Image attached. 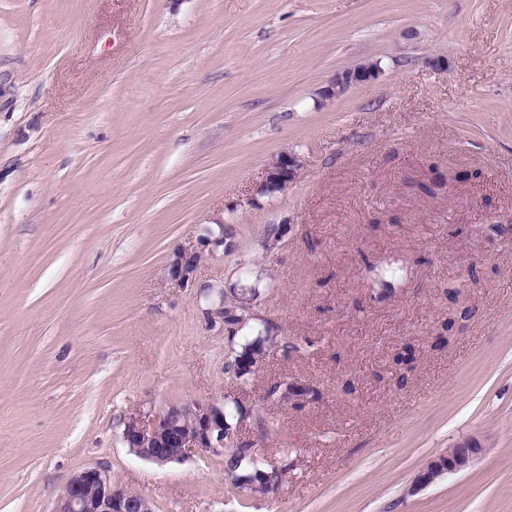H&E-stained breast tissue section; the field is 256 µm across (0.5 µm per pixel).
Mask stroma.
<instances>
[{"label":"stroma","instance_id":"stroma-1","mask_svg":"<svg viewBox=\"0 0 512 512\" xmlns=\"http://www.w3.org/2000/svg\"><path fill=\"white\" fill-rule=\"evenodd\" d=\"M284 150L297 178L259 194ZM216 219L232 248L170 281ZM216 283L273 328L243 382L254 326L208 328ZM232 399L288 470L267 495L122 443ZM90 464L155 512H512V0H0V512ZM380 74L377 63L364 61L352 68L345 69L336 74L335 78L323 91L325 97H336L343 94L351 85L360 82L372 81ZM263 331L265 333L264 337H262V332L258 331L256 336L240 345L239 350L228 360L225 366L226 372L233 370L235 378H242L250 373L243 363L244 361L248 363L253 355H259L266 350L269 331L267 328H264ZM480 448L471 443L457 444L431 461L416 480L417 485H426L444 473H457L467 468Z\"/></svg>","mask_w":512,"mask_h":512}]
</instances>
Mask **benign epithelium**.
Returning <instances> with one entry per match:
<instances>
[{
    "instance_id": "7a95c632",
    "label": "benign epithelium",
    "mask_w": 512,
    "mask_h": 512,
    "mask_svg": "<svg viewBox=\"0 0 512 512\" xmlns=\"http://www.w3.org/2000/svg\"><path fill=\"white\" fill-rule=\"evenodd\" d=\"M379 66L364 61L338 74L323 91L326 97L343 94L350 86L376 79ZM302 164L300 157L283 151L268 163L261 191L285 192L294 182ZM230 233L224 222L209 224L197 244L178 249L170 259L167 274L181 284L195 280L198 269L216 253L227 247ZM206 288L221 295L207 311L211 327L224 326V286L208 284ZM244 441L236 431L224 426V406L212 401L190 400L174 405L167 412L144 420L132 418L124 424L122 441L138 457L158 465L181 462L196 450L212 454L224 453L227 439ZM480 448L466 442L458 444L431 461L419 475L416 484L426 485L444 473H457L467 468ZM263 478L262 485L246 483L253 492L278 489L284 470L255 468ZM53 512H155L153 502L134 491L112 483L105 467L88 465L71 476L58 495Z\"/></svg>"
}]
</instances>
